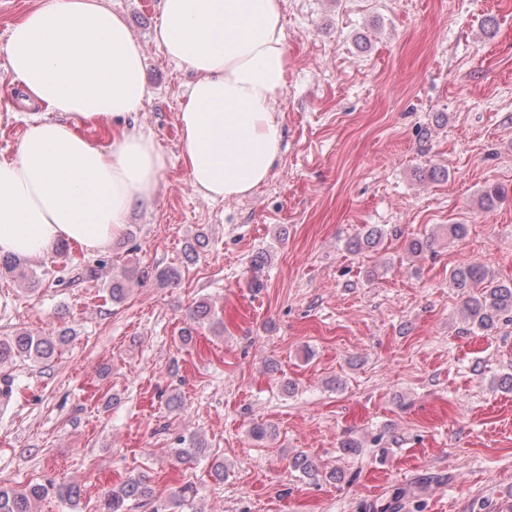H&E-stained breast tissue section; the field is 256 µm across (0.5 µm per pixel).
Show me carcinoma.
Instances as JSON below:
<instances>
[{"mask_svg":"<svg viewBox=\"0 0 512 512\" xmlns=\"http://www.w3.org/2000/svg\"><path fill=\"white\" fill-rule=\"evenodd\" d=\"M382 236L383 229L374 225L359 235L352 246L357 249L373 247ZM451 282L461 290L474 289L466 300V317L472 327L486 330L502 319L512 322V280H489L483 268L467 266L454 269ZM55 348L53 340L29 333L0 338V368L12 364L17 358H26L38 364L46 362L54 355ZM179 444L181 447L173 449V453L180 460L202 451V444L193 436L179 439ZM292 466L308 479L316 480L320 476L317 465L305 455L292 459ZM49 496L76 507L81 500L82 490L76 485L57 486L52 483L24 488L0 487V512H36L38 503ZM194 496L195 489L186 485L174 493L170 501H161L153 498L151 487L143 479L129 477L104 495L98 501L97 509L98 512H128V502L144 500L152 502V512H170L175 508L186 512L193 507Z\"/></svg>","mask_w":512,"mask_h":512,"instance_id":"carcinoma-1","label":"carcinoma"}]
</instances>
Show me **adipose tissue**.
<instances>
[{"mask_svg":"<svg viewBox=\"0 0 512 512\" xmlns=\"http://www.w3.org/2000/svg\"><path fill=\"white\" fill-rule=\"evenodd\" d=\"M156 42L193 73L178 114L180 158L205 198L233 201L269 177L283 137L277 100L290 58L284 0H160ZM6 69L39 112L0 161V255L36 257L60 240L94 254L156 198L167 157L127 126L150 95L145 57L105 0H37L9 29ZM121 123L111 145L78 123Z\"/></svg>","mask_w":512,"mask_h":512,"instance_id":"adipose-tissue-1","label":"adipose tissue"}]
</instances>
